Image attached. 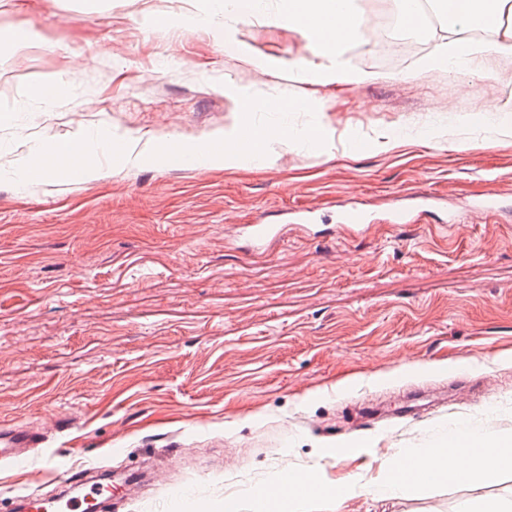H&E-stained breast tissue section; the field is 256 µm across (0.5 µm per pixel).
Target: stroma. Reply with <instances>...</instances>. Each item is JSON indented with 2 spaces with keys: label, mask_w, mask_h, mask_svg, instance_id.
<instances>
[{
  "label": "stroma",
  "mask_w": 512,
  "mask_h": 512,
  "mask_svg": "<svg viewBox=\"0 0 512 512\" xmlns=\"http://www.w3.org/2000/svg\"><path fill=\"white\" fill-rule=\"evenodd\" d=\"M208 0H0V425L40 434L26 470L0 463V512L112 472L117 512H219L284 470L347 482L311 512H457L512 501V473L382 502L364 485L397 448L469 423L512 436V137L479 114L512 83L426 70L432 43L393 65L372 30L345 53L378 72L355 89L300 85L314 61L276 23L190 25ZM54 77L57 96L29 95ZM308 97L349 146L275 143L261 170L205 171L98 154L103 180L17 186L44 142L101 131L128 145L188 144L241 120L240 93ZM447 116L451 136L415 141ZM295 115L294 127L311 119ZM396 138L383 149L382 136ZM440 200L411 224L388 212ZM500 202L490 215L474 200ZM356 208L369 218L344 226ZM251 224H282L254 250Z\"/></svg>",
  "instance_id": "stroma-1"
}]
</instances>
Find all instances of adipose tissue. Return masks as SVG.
<instances>
[{"mask_svg":"<svg viewBox=\"0 0 512 512\" xmlns=\"http://www.w3.org/2000/svg\"><path fill=\"white\" fill-rule=\"evenodd\" d=\"M443 17L441 34L424 68L457 74L481 69L482 50L512 56V0H433ZM285 21L315 46L319 63L297 66L289 75L298 83H335L356 88L378 80L377 72L348 65L343 54L363 37L364 17L356 0H288ZM512 471V443L461 423L444 429L436 448H399L384 463L381 480L366 489L373 499L396 498L410 488L449 480L493 479ZM349 486H332L313 472L277 477L255 495L260 512H308L318 500L341 499Z\"/></svg>","mask_w":512,"mask_h":512,"instance_id":"adipose-tissue-1","label":"adipose tissue"}]
</instances>
